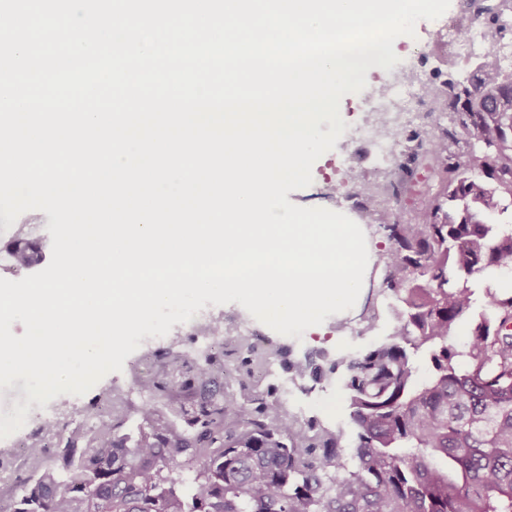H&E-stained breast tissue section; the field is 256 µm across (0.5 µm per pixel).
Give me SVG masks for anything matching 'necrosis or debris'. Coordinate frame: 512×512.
I'll list each match as a JSON object with an SVG mask.
<instances>
[{
  "mask_svg": "<svg viewBox=\"0 0 512 512\" xmlns=\"http://www.w3.org/2000/svg\"><path fill=\"white\" fill-rule=\"evenodd\" d=\"M476 0H469L458 20L441 23L434 45L414 47L405 66L389 83L383 93L370 102L367 110L373 115L371 123L354 130L350 141L375 149L379 163L373 169L355 170V179L344 200L349 210L362 223L372 224L379 217L389 216L414 221L426 206L420 177H403L398 159H409L427 152L430 135L445 137L448 123V95L444 83L428 78L425 64L437 53H447L449 59L465 64L483 57L495 44L490 29L477 15ZM184 336L189 337L195 351L212 355L224 336L253 338L252 330L243 326L234 315L202 309L190 322L182 324ZM262 377L277 381L272 395L279 406H288L290 400L303 388L302 382L292 378L278 347L272 346L261 366ZM112 418L111 405L97 409L93 416L74 411L61 417H47L33 445L37 448H58L62 442L61 429L92 430Z\"/></svg>",
  "mask_w": 512,
  "mask_h": 512,
  "instance_id": "4bbe7bcc",
  "label": "necrosis or debris"
}]
</instances>
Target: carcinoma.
Segmentation results:
<instances>
[{"instance_id":"carcinoma-1","label":"carcinoma","mask_w":512,"mask_h":512,"mask_svg":"<svg viewBox=\"0 0 512 512\" xmlns=\"http://www.w3.org/2000/svg\"><path fill=\"white\" fill-rule=\"evenodd\" d=\"M496 50L448 80V111L465 144L435 142L424 165L442 188L414 224H388L375 264L398 303V324L363 353L307 354L288 371L321 385L340 374L353 447L344 429L311 417L300 427L250 395L224 392L198 366L197 413L177 426L151 406L75 430L64 463L32 456L10 512H512V294L485 289L473 314L471 279L512 271V71ZM469 321L459 351L454 327ZM428 358L420 382L414 361Z\"/></svg>"}]
</instances>
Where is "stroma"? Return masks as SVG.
<instances>
[{
	"instance_id": "obj_1",
	"label": "stroma",
	"mask_w": 512,
	"mask_h": 512,
	"mask_svg": "<svg viewBox=\"0 0 512 512\" xmlns=\"http://www.w3.org/2000/svg\"><path fill=\"white\" fill-rule=\"evenodd\" d=\"M383 278L378 274H366L363 288L353 309L341 314L327 316L325 322L315 330H306L302 337H288L276 333L264 323L251 317L239 305L233 302L227 309L239 316L256 332L259 337L278 347H288L293 356L300 357L308 352L323 351L329 356L357 355L370 346L385 340L392 334L396 324V314L392 308L394 299L384 291ZM377 309L379 321L375 329L362 331L355 336H346L339 331L338 322L351 324L361 323L370 309ZM145 354L144 349H137L125 361L122 371L112 372L101 378L86 394L74 396L62 394L47 404L29 401L24 380H15L12 385L0 387V416L11 417L19 405L27 406L26 423L16 433L0 439V461L14 475L25 476L29 473V461L24 458L20 446L37 434L43 418L52 414L58 405L68 403L83 410L102 406L117 387L133 384L136 371ZM212 367L219 381L224 384L225 391L239 393L241 384H248L252 393L264 395L274 389V380H259L257 374L247 373L239 361L238 340L228 336L223 346L218 349L212 359ZM312 416L320 419L325 426H344L348 423L345 392L339 377H332L324 385L301 396Z\"/></svg>"
}]
</instances>
